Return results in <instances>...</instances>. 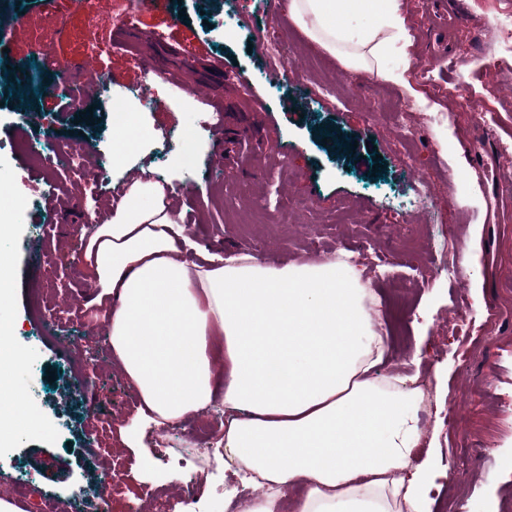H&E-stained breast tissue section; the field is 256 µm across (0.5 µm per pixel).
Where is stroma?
<instances>
[{
    "mask_svg": "<svg viewBox=\"0 0 512 512\" xmlns=\"http://www.w3.org/2000/svg\"><path fill=\"white\" fill-rule=\"evenodd\" d=\"M224 2L144 7L143 35L126 43L113 39L112 0H89L94 26L73 0H0V17L20 21L0 31V141L80 138L91 156L73 177L0 152V181L21 207L12 235L0 241L12 256L13 283L0 318L15 327L27 357L19 379L47 427L0 447V490L25 482L29 512L46 495L58 512L75 502L98 512L103 496L110 512H130L150 491L160 497L154 512H179L175 499L188 491L196 512H229L231 502L245 506L259 495L241 486L226 500L234 476L177 464L217 408L146 430V448L162 436L175 455L152 470H141L138 449L122 441L139 398L112 363L106 316L88 307L97 289L80 256L93 230L86 212L146 170L161 174L204 252H249L272 267L347 253L365 266L379 299L370 314L390 320L394 336L382 373L416 375L425 385L414 456L436 457L449 471L432 512H512V49L491 45L483 27L512 18V0H464L476 23L451 35L435 12L454 10L455 0H400L411 44L386 63L409 59L407 90L344 67L285 12L275 30L291 66L284 85L271 83L269 59L251 34L225 33ZM45 45L68 65L73 84L85 81L84 61L96 48L100 82L148 88V100L128 102L154 134L170 136L165 160L146 140L123 168L97 169L94 158L111 150V105L58 96L56 111L43 109L55 75L29 68ZM20 69L28 73L25 94L15 88ZM173 75L185 77L183 89L172 87ZM356 79L364 95L353 94ZM397 103L418 130L408 144L391 116ZM219 147L227 164L217 168ZM282 155L290 169L274 166ZM47 195L50 207L39 206ZM471 248L478 262L468 266ZM34 288L44 291L38 317L29 308ZM49 318L58 324L51 337L42 333Z\"/></svg>",
    "mask_w": 512,
    "mask_h": 512,
    "instance_id": "1",
    "label": "stroma"
}]
</instances>
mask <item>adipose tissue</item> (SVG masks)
<instances>
[{
  "label": "adipose tissue",
  "instance_id": "obj_1",
  "mask_svg": "<svg viewBox=\"0 0 512 512\" xmlns=\"http://www.w3.org/2000/svg\"><path fill=\"white\" fill-rule=\"evenodd\" d=\"M289 15L345 67L408 87L385 57L410 36L400 0H287ZM370 13L369 27L358 22ZM196 243L165 185L141 175L108 223L87 237L83 264L110 315L114 364L141 405L127 441L221 401L214 458L261 488L246 512H431L448 472L415 462L417 377H386L389 336L374 295L347 259L273 268L249 254L187 260ZM24 355L0 320V446L44 426L13 386ZM300 495L285 503L289 488Z\"/></svg>",
  "mask_w": 512,
  "mask_h": 512
}]
</instances>
